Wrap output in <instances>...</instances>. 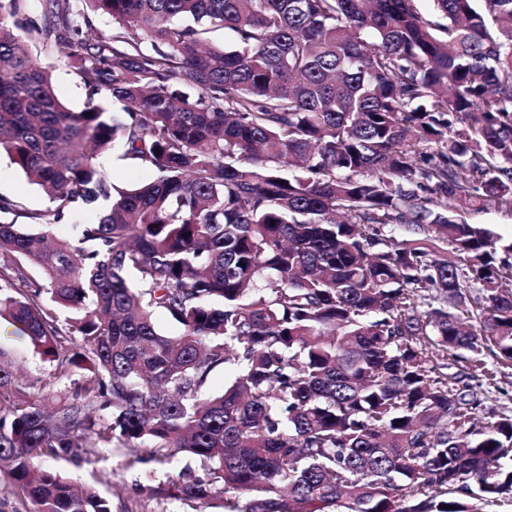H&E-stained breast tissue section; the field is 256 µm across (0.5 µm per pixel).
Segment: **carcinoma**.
I'll return each mask as SVG.
<instances>
[{
  "label": "carcinoma",
  "instance_id": "1",
  "mask_svg": "<svg viewBox=\"0 0 512 512\" xmlns=\"http://www.w3.org/2000/svg\"><path fill=\"white\" fill-rule=\"evenodd\" d=\"M19 2L0 0V153L49 206L0 196V319L56 382L84 372L47 406L0 364V471L35 512H112L52 466L112 447L199 461L153 490L193 510L512 498V416L476 417L477 356L512 363V245L461 218L512 212V0H433L437 20L414 0ZM214 28L234 45L207 47ZM115 146L154 179L111 184ZM25 44L30 54L36 57L43 66L51 67L56 90L66 105L74 111L82 109L85 103V90L80 78L64 63L40 53V47L35 42L26 40Z\"/></svg>",
  "mask_w": 512,
  "mask_h": 512
}]
</instances>
